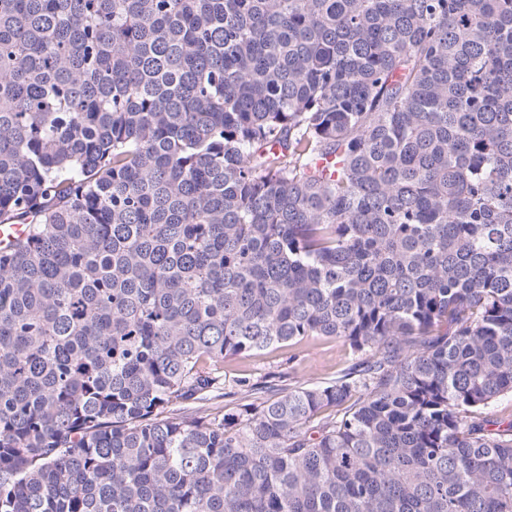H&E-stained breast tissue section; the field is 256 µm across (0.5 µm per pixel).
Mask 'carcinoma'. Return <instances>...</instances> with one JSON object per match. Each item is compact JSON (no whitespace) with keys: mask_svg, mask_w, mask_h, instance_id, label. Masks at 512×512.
<instances>
[{"mask_svg":"<svg viewBox=\"0 0 512 512\" xmlns=\"http://www.w3.org/2000/svg\"><path fill=\"white\" fill-rule=\"evenodd\" d=\"M1 224L0 512H512V0H0ZM347 344L334 339L316 338L288 347H271L256 356L224 360L226 386L238 377L280 376L283 388L317 385L340 376L353 362Z\"/></svg>","mask_w":512,"mask_h":512,"instance_id":"1","label":"carcinoma"}]
</instances>
